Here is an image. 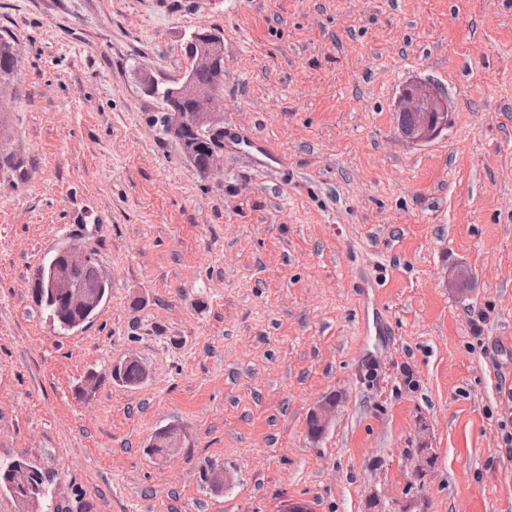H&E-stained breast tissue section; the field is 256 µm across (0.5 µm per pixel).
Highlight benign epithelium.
Segmentation results:
<instances>
[{"instance_id": "1", "label": "benign epithelium", "mask_w": 512, "mask_h": 512, "mask_svg": "<svg viewBox=\"0 0 512 512\" xmlns=\"http://www.w3.org/2000/svg\"><path fill=\"white\" fill-rule=\"evenodd\" d=\"M188 71L173 81V97L180 102L192 104V110L182 112L173 109L166 114L165 131L181 145L189 162L196 160V146L185 142L184 131L191 128L200 137L214 145L209 147L204 173L214 174L221 168L223 154L216 146L218 139L224 136L217 115L222 109L221 100L208 88L200 85L195 74L199 71L214 69L224 57L222 37L210 30H196L189 40ZM395 111L398 116L399 134L413 143L428 142L439 136L448 127V108L443 95L436 88L426 84H415L406 88L400 95ZM90 254L79 245H71L56 251L52 262L55 268L48 277L33 280V294L38 298L46 293L62 299L72 311H88L98 304L97 296L90 293L76 278V273L88 263ZM336 402L329 400L321 404L313 413L319 430L326 429L332 418ZM181 433L175 428L158 432L150 444L152 448L163 449L164 454L173 455L182 447ZM32 471L26 466L14 468L9 480L11 486L19 491L28 489Z\"/></svg>"}]
</instances>
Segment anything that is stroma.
<instances>
[{
    "label": "stroma",
    "mask_w": 512,
    "mask_h": 512,
    "mask_svg": "<svg viewBox=\"0 0 512 512\" xmlns=\"http://www.w3.org/2000/svg\"><path fill=\"white\" fill-rule=\"evenodd\" d=\"M202 26L224 128L279 171L240 145L205 176L165 134L144 82L179 78ZM1 40L21 162L0 168L1 463L38 469L61 512H512V0H0ZM417 81L448 100L423 144L394 112ZM72 243L112 288L63 334L32 283ZM130 355L134 388L110 378ZM182 436L176 428H168L158 432L150 444L151 448H163L165 455H174L182 447Z\"/></svg>",
    "instance_id": "1"
}]
</instances>
